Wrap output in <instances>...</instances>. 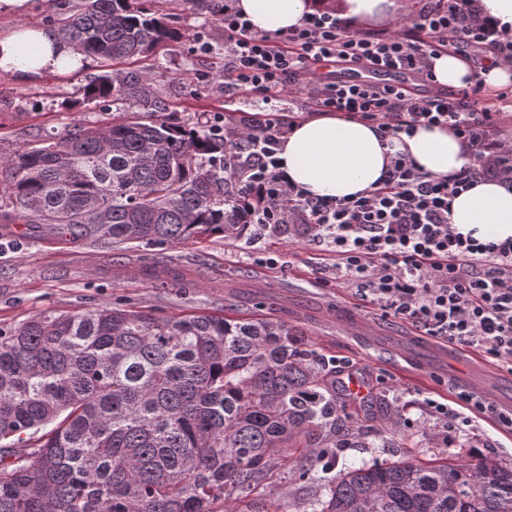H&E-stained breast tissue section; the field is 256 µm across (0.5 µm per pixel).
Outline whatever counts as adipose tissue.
I'll use <instances>...</instances> for the list:
<instances>
[{"label": "adipose tissue", "instance_id": "adipose-tissue-1", "mask_svg": "<svg viewBox=\"0 0 512 512\" xmlns=\"http://www.w3.org/2000/svg\"><path fill=\"white\" fill-rule=\"evenodd\" d=\"M236 8L263 34L301 24L311 0H235ZM85 54L48 29L23 25L0 34V73L29 81L84 65ZM408 154L425 173L445 177L470 166L467 144L448 128L417 126L414 134L384 135L377 126L333 112L299 120L278 156L289 179L312 197L337 200L375 189L396 153ZM448 221L483 241L512 237V187L491 180L453 199Z\"/></svg>", "mask_w": 512, "mask_h": 512}]
</instances>
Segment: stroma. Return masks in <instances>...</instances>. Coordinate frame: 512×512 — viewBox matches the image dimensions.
<instances>
[{
  "label": "stroma",
  "instance_id": "stroma-1",
  "mask_svg": "<svg viewBox=\"0 0 512 512\" xmlns=\"http://www.w3.org/2000/svg\"><path fill=\"white\" fill-rule=\"evenodd\" d=\"M81 0H40L22 20L0 15V33L15 23L57 29L59 18L75 12ZM224 0H151L153 16L178 33L177 39L130 71L159 72L152 89L164 107V118L200 130L212 113L223 111L224 27L219 11ZM212 46L204 53L199 41ZM110 62L89 58L77 71L20 82L0 74V158L45 135H62L75 126L102 119L101 104L88 101L84 90L97 76L110 72ZM323 252L297 228L268 233L254 243L237 235H213L182 244L130 242L107 248L91 241L53 238L26 224L0 223V328L10 329L40 313H71L99 307L151 309L156 315L189 312L268 314L303 328L316 351L335 361L338 370L368 380V401L341 398L343 424L365 429L364 444L340 448L337 462L361 464L398 459L400 437L414 434L420 457L456 461L462 446L512 463V430L488 413L463 402L448 373L473 360L470 348L449 346L445 370L429 362L410 363L390 346L364 344L355 322L386 336L397 333L419 339L411 325L383 317L363 305L353 288L324 282L319 269ZM168 266L175 272L165 282L141 275L144 268ZM433 399L448 407L449 418L467 422L463 431H443L424 415Z\"/></svg>",
  "mask_w": 512,
  "mask_h": 512
}]
</instances>
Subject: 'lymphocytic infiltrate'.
Returning <instances> with one entry per match:
<instances>
[{"label": "lymphocytic infiltrate", "mask_w": 512, "mask_h": 512, "mask_svg": "<svg viewBox=\"0 0 512 512\" xmlns=\"http://www.w3.org/2000/svg\"><path fill=\"white\" fill-rule=\"evenodd\" d=\"M476 2L428 0L392 30L355 29L318 9L295 28L261 35L234 0H224L223 18L226 90L243 89L269 102L299 84L305 112L340 113L393 136L422 124L447 127L472 149L474 166L432 178L399 153L374 191L342 200L310 197L277 157L295 117L275 109L238 119L216 112L208 131L226 145L233 201L257 234L303 228L334 256L327 273L355 288L362 302L512 372V238L484 243L448 222L453 199L475 183L495 179L512 186V139L498 136L502 114L512 109V89L502 88L490 104L479 78L429 98L401 87L341 84L317 71L325 61L368 63L411 69L430 83L433 58L465 47L478 50L481 70L512 68V30L482 16Z\"/></svg>", "instance_id": "obj_1"}]
</instances>
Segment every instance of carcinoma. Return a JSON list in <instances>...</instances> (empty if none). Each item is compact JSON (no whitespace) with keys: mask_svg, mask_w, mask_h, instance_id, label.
Returning a JSON list of instances; mask_svg holds the SVG:
<instances>
[{"mask_svg":"<svg viewBox=\"0 0 512 512\" xmlns=\"http://www.w3.org/2000/svg\"><path fill=\"white\" fill-rule=\"evenodd\" d=\"M137 0H85L60 39L112 61L175 35ZM127 112L23 146L0 164L7 221L107 245L241 231L224 141L142 113L140 75L87 88ZM364 435L336 418V362L302 329L258 315L159 317L117 307L0 329V512H270L272 472L322 482L293 512H512V464L410 457L336 470Z\"/></svg>","mask_w":512,"mask_h":512,"instance_id":"obj_1","label":"carcinoma"}]
</instances>
